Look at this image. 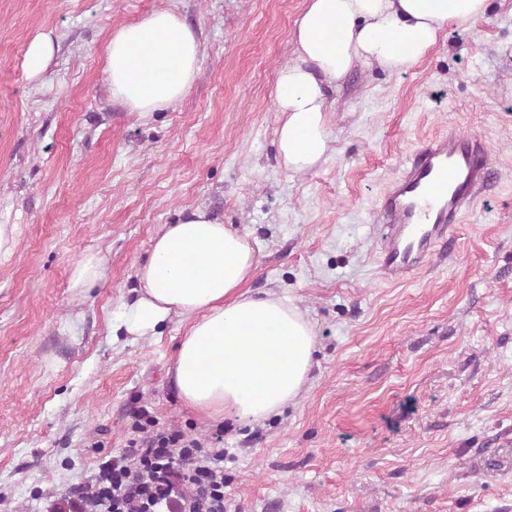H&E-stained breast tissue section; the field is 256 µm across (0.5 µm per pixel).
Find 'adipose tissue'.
<instances>
[{
	"instance_id": "ef3b65f1",
	"label": "adipose tissue",
	"mask_w": 512,
	"mask_h": 512,
	"mask_svg": "<svg viewBox=\"0 0 512 512\" xmlns=\"http://www.w3.org/2000/svg\"><path fill=\"white\" fill-rule=\"evenodd\" d=\"M488 0H307L296 22L295 59L275 75L284 167L305 172L323 160L328 96L354 67L404 73L448 26L486 17ZM202 42L176 12L162 9L113 30L105 48L112 97L147 118L181 100L201 68ZM255 264L247 239L197 208L163 225L135 273L132 302L113 332L155 337L167 321L187 322L169 370L182 401L220 419L260 422L296 402L313 365L315 331L296 302L257 297L243 284Z\"/></svg>"
}]
</instances>
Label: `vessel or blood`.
Returning <instances> with one entry per match:
<instances>
[{
	"instance_id": "b4317fda",
	"label": "vessel or blood",
	"mask_w": 512,
	"mask_h": 512,
	"mask_svg": "<svg viewBox=\"0 0 512 512\" xmlns=\"http://www.w3.org/2000/svg\"><path fill=\"white\" fill-rule=\"evenodd\" d=\"M487 176L483 143L456 129L416 150L387 185L375 212L382 229V278H405L430 259L459 214L474 205Z\"/></svg>"
}]
</instances>
